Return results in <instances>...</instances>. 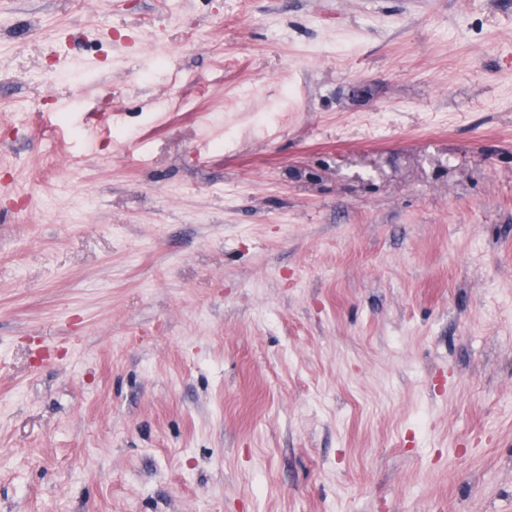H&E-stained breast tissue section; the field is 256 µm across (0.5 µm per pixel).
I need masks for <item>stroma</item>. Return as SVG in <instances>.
<instances>
[{
  "mask_svg": "<svg viewBox=\"0 0 512 512\" xmlns=\"http://www.w3.org/2000/svg\"><path fill=\"white\" fill-rule=\"evenodd\" d=\"M0 512H512V0H0Z\"/></svg>",
  "mask_w": 512,
  "mask_h": 512,
  "instance_id": "stroma-1",
  "label": "stroma"
}]
</instances>
